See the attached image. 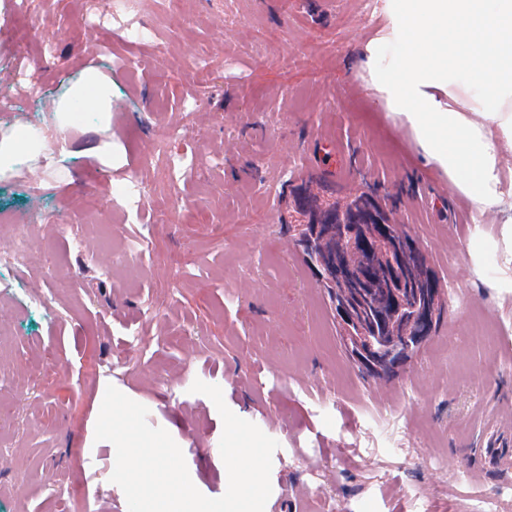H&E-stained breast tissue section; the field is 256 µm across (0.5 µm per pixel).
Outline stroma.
I'll use <instances>...</instances> for the list:
<instances>
[{
    "label": "stroma",
    "mask_w": 512,
    "mask_h": 512,
    "mask_svg": "<svg viewBox=\"0 0 512 512\" xmlns=\"http://www.w3.org/2000/svg\"><path fill=\"white\" fill-rule=\"evenodd\" d=\"M390 26L385 0H0V94L42 90L0 127L37 123L83 66L112 79L111 168L77 131L49 193L0 180L1 242L52 224L24 266L0 264V512H63L60 479L77 512H128L95 438L110 385L223 495V421L198 380L277 441L265 512H512V470L475 458L486 421L512 415V197L476 216L347 69L369 46L389 65ZM301 186L372 195L441 281L440 322L388 379L347 356L285 246Z\"/></svg>",
    "instance_id": "1"
}]
</instances>
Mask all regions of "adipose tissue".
I'll use <instances>...</instances> for the list:
<instances>
[{"mask_svg": "<svg viewBox=\"0 0 512 512\" xmlns=\"http://www.w3.org/2000/svg\"><path fill=\"white\" fill-rule=\"evenodd\" d=\"M389 35L399 45L388 68L360 59L389 112L402 117L421 152L480 215L503 201L502 163L512 156V0H388ZM77 92L103 125L111 85L85 66ZM64 103L52 124H18L0 133V175L24 162L52 169L67 158L72 125Z\"/></svg>", "mask_w": 512, "mask_h": 512, "instance_id": "1", "label": "adipose tissue"}]
</instances>
